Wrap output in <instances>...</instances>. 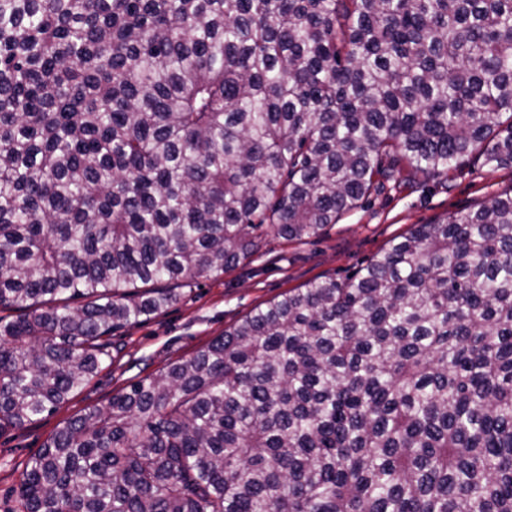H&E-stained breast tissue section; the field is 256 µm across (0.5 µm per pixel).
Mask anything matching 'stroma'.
<instances>
[{
  "instance_id": "obj_1",
  "label": "stroma",
  "mask_w": 512,
  "mask_h": 512,
  "mask_svg": "<svg viewBox=\"0 0 512 512\" xmlns=\"http://www.w3.org/2000/svg\"><path fill=\"white\" fill-rule=\"evenodd\" d=\"M511 186L512 170L484 167L474 159L439 180L405 170L389 179L377 177L370 195L319 236L300 241L268 237L252 260L182 289L163 313L112 331L111 364L53 414L0 434V512H14L27 463L67 419L190 357L288 290L345 279L413 225L434 224L448 213L478 207Z\"/></svg>"
}]
</instances>
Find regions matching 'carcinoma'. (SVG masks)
<instances>
[{
	"label": "carcinoma",
	"instance_id": "obj_1",
	"mask_svg": "<svg viewBox=\"0 0 512 512\" xmlns=\"http://www.w3.org/2000/svg\"><path fill=\"white\" fill-rule=\"evenodd\" d=\"M472 155L512 169V0H0V434L175 287ZM17 503L512 512V186L66 421Z\"/></svg>",
	"mask_w": 512,
	"mask_h": 512
}]
</instances>
